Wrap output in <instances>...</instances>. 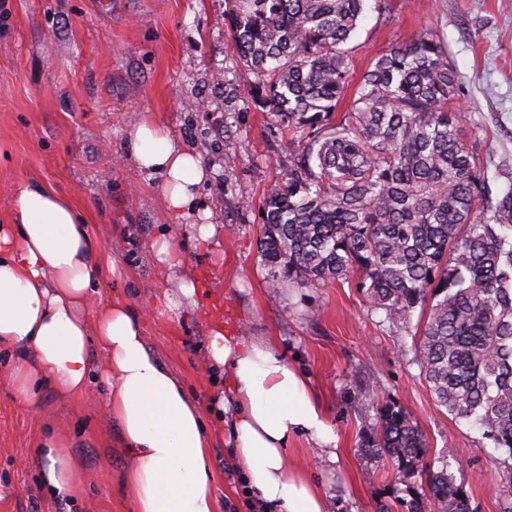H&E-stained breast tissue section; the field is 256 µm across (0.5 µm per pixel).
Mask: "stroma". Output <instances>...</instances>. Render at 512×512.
Here are the masks:
<instances>
[{"label":"stroma","mask_w":512,"mask_h":512,"mask_svg":"<svg viewBox=\"0 0 512 512\" xmlns=\"http://www.w3.org/2000/svg\"><path fill=\"white\" fill-rule=\"evenodd\" d=\"M367 12L349 42L352 77L361 79L392 45L436 30L459 80L457 107L485 170L512 165V0H385ZM227 0H0V224L9 194L41 186L69 198L87 220L114 273L105 275L100 309L115 300L144 319L151 349L204 408L213 439L218 512H255L232 465L224 412L212 404L224 376L206 363L211 320L268 340L307 375L336 434L339 457L299 436L289 458L320 486L328 512H409L426 485L373 458L364 444L379 409L395 402L415 416L427 464L449 459L472 512L512 503V463L466 420L438 406L401 323L373 310L355 282L268 287L259 253L267 188L288 167L294 147L274 133L267 113L247 100L252 80L231 53ZM233 75L226 84L225 75ZM195 151L210 171L199 206L223 225L220 245L190 239L169 216L161 178L125 156L129 126L145 113ZM176 238L184 273L203 285L201 303L173 315L174 291L152 245ZM13 359L0 351V512H130L119 482L128 460L119 427L98 383L79 400L53 387L33 401L16 394ZM66 432L81 495L58 501L42 483L37 445L48 426Z\"/></svg>","instance_id":"obj_1"}]
</instances>
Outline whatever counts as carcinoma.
Returning a JSON list of instances; mask_svg holds the SVG:
<instances>
[{
  "label": "carcinoma",
  "instance_id": "obj_1",
  "mask_svg": "<svg viewBox=\"0 0 512 512\" xmlns=\"http://www.w3.org/2000/svg\"><path fill=\"white\" fill-rule=\"evenodd\" d=\"M384 0H229L248 95L296 144L262 200L271 288L354 276L390 322L426 315L414 348L436 402L512 457V179L492 196L457 81L433 30L380 56L352 85L346 45ZM350 99L342 117L338 106ZM366 451L407 475L427 442L389 403ZM412 512H470L448 461L425 469Z\"/></svg>",
  "mask_w": 512,
  "mask_h": 512
}]
</instances>
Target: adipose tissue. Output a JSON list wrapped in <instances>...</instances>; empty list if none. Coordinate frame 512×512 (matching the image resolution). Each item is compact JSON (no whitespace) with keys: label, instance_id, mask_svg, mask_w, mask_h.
I'll list each match as a JSON object with an SVG mask.
<instances>
[{"label":"adipose tissue","instance_id":"1","mask_svg":"<svg viewBox=\"0 0 512 512\" xmlns=\"http://www.w3.org/2000/svg\"><path fill=\"white\" fill-rule=\"evenodd\" d=\"M126 154L162 178L170 215L202 242L221 225L201 223L199 186L208 172L200 157L151 117L127 132ZM13 221L0 225V350L13 352V384L24 399L53 382L65 398L88 390L94 353L108 416L121 428L130 466L122 489L131 512H216L213 439L200 405L147 345L141 314L115 302L87 317L103 282L102 247L85 219L55 192L26 186L10 201ZM209 365L223 370L234 467L265 512H327L318 487L291 469L288 446L308 436L336 460V435L306 377L270 344L226 332L207 334ZM43 482L68 499L81 482L68 441L50 431L40 443Z\"/></svg>","mask_w":512,"mask_h":512}]
</instances>
